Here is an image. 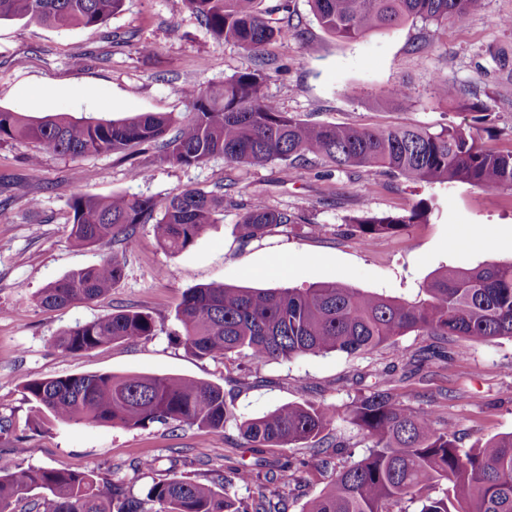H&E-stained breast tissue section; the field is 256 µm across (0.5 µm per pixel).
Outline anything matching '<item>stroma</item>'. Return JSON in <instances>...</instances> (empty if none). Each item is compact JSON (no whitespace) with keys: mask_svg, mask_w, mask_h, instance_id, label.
I'll return each mask as SVG.
<instances>
[{"mask_svg":"<svg viewBox=\"0 0 512 512\" xmlns=\"http://www.w3.org/2000/svg\"><path fill=\"white\" fill-rule=\"evenodd\" d=\"M280 19L300 23L305 38L287 35L267 45L278 70L266 84L269 97L304 121L355 127L415 125L432 130L458 126L482 145L512 151V0H484L480 13L462 26L410 20L356 40L325 33L308 0H263ZM151 45L140 54L136 45ZM253 65L244 49L216 41L184 0H124L121 12L94 28L57 29L21 21L0 22V108L35 118L121 120L139 113L183 114L186 86L224 83ZM442 76L476 91L487 117L441 101L433 91ZM407 83L410 106H380L388 87ZM38 165H31V156ZM135 162L149 169L135 181L117 154L87 157L37 155L34 144L0 145V182L10 201L0 208V416L11 422L0 434V450L24 438L23 466L96 471L137 497L175 477L208 483L229 469L249 465L257 481L238 486L244 506L259 494H281L279 471L295 469L288 512L319 493L331 475L311 467L314 450L298 443L254 448L235 424L217 433L196 426L152 424L144 428L99 427L56 421L33 422V404L23 386L34 379L72 374H170L223 387L239 418H254L288 403L344 405L384 379L416 409L437 401L442 420L456 426L464 445L512 432V339L489 343L457 340L466 350L452 362L415 360L433 339L414 333L395 348L362 355L342 352L252 365L247 358H198L178 344L176 309L187 289L207 284L249 288H306L337 282L350 288L406 300L419 299L424 284L443 268L469 269L512 261V190L466 183L427 184L382 172L339 169L313 161L282 180L280 163L230 165L216 156L179 167L142 151ZM230 186L237 207L225 209L190 248L163 249L151 225L125 257V274L112 290L90 303L43 307L47 283L98 264L106 249L79 246L69 237L71 197L78 192L165 198L184 187L204 191ZM39 209H31L30 200ZM437 209L425 224L367 245L353 218L370 213L401 215L420 201ZM288 211L295 223L277 226L243 245L234 226L239 205ZM295 259L282 272L283 254ZM120 309L150 313L157 334L67 356L54 346L65 329ZM155 465L137 470L133 461Z\"/></svg>","mask_w":512,"mask_h":512,"instance_id":"obj_1","label":"stroma"}]
</instances>
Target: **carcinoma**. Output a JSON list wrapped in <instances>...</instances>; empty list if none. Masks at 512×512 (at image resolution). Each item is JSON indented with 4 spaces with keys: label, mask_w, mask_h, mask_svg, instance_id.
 Masks as SVG:
<instances>
[{
    "label": "carcinoma",
    "mask_w": 512,
    "mask_h": 512,
    "mask_svg": "<svg viewBox=\"0 0 512 512\" xmlns=\"http://www.w3.org/2000/svg\"><path fill=\"white\" fill-rule=\"evenodd\" d=\"M218 40L251 53L255 66L220 86L182 90L190 111L138 114L122 120H73L48 115L39 120L0 109V143L34 142L40 151L79 157L124 153L149 147L160 161L196 166L221 155L230 164L282 163L283 180L313 158L336 167L368 173L388 171L425 183H468L512 189V151H492L465 130L417 127H363L307 123L284 111L265 92L270 60L263 50L288 30L259 9L261 0H184ZM318 25L354 40L409 18L435 24L463 25L482 8V0H309ZM123 0H0L1 20H26L55 27H94L118 12ZM434 92L442 100L459 97L455 85L440 77ZM405 84L384 91L380 103L406 106ZM237 207L224 192L186 187L163 200L88 192L69 201L70 236L79 244L112 247L100 263L47 284L40 303L47 308L90 302L109 292L124 275L122 257L137 245L141 226L153 225L159 244L181 252L219 220L224 208ZM432 207L421 202L399 216H363L355 220L365 243L426 223ZM295 222L284 210L253 205L234 225L243 243L262 238L272 226ZM414 301L348 288L336 282L309 288H234L205 285L187 290L177 310L184 348L201 358L243 355L257 366L270 361L327 352L350 355L395 344L416 333L441 343L457 338L483 343L512 338V262L471 269L445 268L421 289ZM153 317L122 309L77 324L62 333L56 348L65 355L92 351L109 343L156 335ZM27 398L48 420L96 426L143 428L197 425L215 432L234 421L243 437L257 446L283 447L297 442L321 446L339 417L369 441L366 454L331 468V457L317 456L314 466L333 469L327 486L309 498L301 512H512V432L496 434L465 448L452 426L442 425L437 402L415 410L378 384L342 407L288 403L263 416L237 422L224 389L183 376L81 374L32 380ZM253 480L246 467L230 469L210 484L188 478L153 485L138 498L96 471L24 467L0 458V512H18L28 493L42 494L43 512H241L235 487ZM442 487L436 497L424 495ZM287 494L264 496L253 512H287Z\"/></svg>",
    "instance_id": "cac0c4a2"
}]
</instances>
